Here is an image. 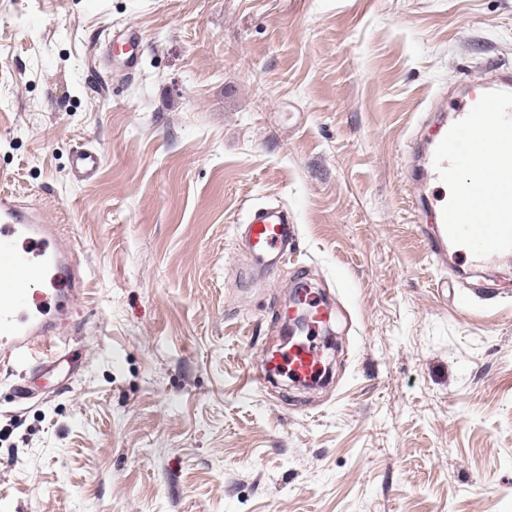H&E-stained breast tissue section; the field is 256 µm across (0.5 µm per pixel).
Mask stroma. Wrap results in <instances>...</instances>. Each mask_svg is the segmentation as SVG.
<instances>
[{
  "mask_svg": "<svg viewBox=\"0 0 512 512\" xmlns=\"http://www.w3.org/2000/svg\"><path fill=\"white\" fill-rule=\"evenodd\" d=\"M495 64L512 0H0V192L87 288L66 376L0 368V512H512V266L431 257L405 179L432 99ZM263 204L299 230L271 272ZM300 280L328 384L248 382ZM103 53L112 66V72H120L129 75L138 64L140 53V35L138 30L132 27L112 31V36L107 35L103 43ZM102 163L97 150L80 148L71 157L70 173L77 181H88L96 176ZM257 266L273 269L292 250V242L298 236V228L288 216V210L280 205L251 208L240 227Z\"/></svg>",
  "mask_w": 512,
  "mask_h": 512,
  "instance_id": "obj_1",
  "label": "stroma"
}]
</instances>
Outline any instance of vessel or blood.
Segmentation results:
<instances>
[{"instance_id":"obj_1","label":"vessel or blood","mask_w":512,"mask_h":512,"mask_svg":"<svg viewBox=\"0 0 512 512\" xmlns=\"http://www.w3.org/2000/svg\"><path fill=\"white\" fill-rule=\"evenodd\" d=\"M113 71L128 75L140 53L138 30L113 32L103 43ZM434 125L425 139L408 145V174L414 213H427L417 225L435 258L468 259L471 266L512 261V69L484 76L435 105ZM102 163L97 150L81 148L71 157L75 180L96 176ZM452 185L454 199L439 195ZM257 266L272 269L292 250L296 224L279 205L251 208L241 227ZM75 245L57 225L45 223L19 201L0 195V364L49 371L62 347L57 330L72 296L81 294L73 263ZM50 282L53 294H34V285ZM303 300L311 312L307 336L270 351L247 370L253 383L283 371L302 381L323 368L315 341L329 309L310 290Z\"/></svg>"}]
</instances>
